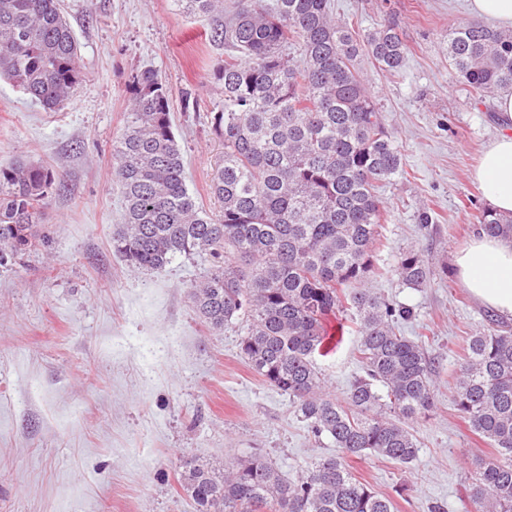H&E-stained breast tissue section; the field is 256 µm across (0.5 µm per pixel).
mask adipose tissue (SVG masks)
<instances>
[{
  "label": "adipose tissue",
  "mask_w": 512,
  "mask_h": 512,
  "mask_svg": "<svg viewBox=\"0 0 512 512\" xmlns=\"http://www.w3.org/2000/svg\"><path fill=\"white\" fill-rule=\"evenodd\" d=\"M472 176L495 210L512 213V129L483 149ZM454 262L461 284L479 304L512 316V241L475 238Z\"/></svg>",
  "instance_id": "ef3b65f1"
}]
</instances>
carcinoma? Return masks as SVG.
<instances>
[{
  "instance_id": "1",
  "label": "carcinoma",
  "mask_w": 512,
  "mask_h": 512,
  "mask_svg": "<svg viewBox=\"0 0 512 512\" xmlns=\"http://www.w3.org/2000/svg\"><path fill=\"white\" fill-rule=\"evenodd\" d=\"M180 2L209 20L213 43L234 51L218 68L224 101L211 117L224 145L209 183L219 209L206 211L189 193L170 89L144 71L112 143L125 205L112 249L135 269L190 256L211 262L190 290L198 317L215 332L239 327L246 363L340 455L309 462L294 481L260 454L191 463L179 485L198 512H394L392 498L345 459L412 463L413 424L437 398L434 362L395 328L410 309L368 288L387 214L379 189L405 170L358 59L396 73L409 46L389 20L365 32L337 20L332 0H234L227 11L224 0ZM445 50L475 94L512 89V29L453 23ZM0 76L49 111L73 100L83 74L59 0H0ZM62 187L61 172L40 163L0 167V265L49 245L42 221ZM477 223L480 234L512 240V214L486 208ZM397 273L417 288L430 277L416 249L400 254ZM346 316L357 324L363 374L340 402L315 355L329 354L328 328ZM451 403L492 448L475 460L469 512H512V329L492 314L463 347Z\"/></svg>"
}]
</instances>
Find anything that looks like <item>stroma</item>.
Returning a JSON list of instances; mask_svg holds the SVG:
<instances>
[{
  "instance_id": "stroma-1",
  "label": "stroma",
  "mask_w": 512,
  "mask_h": 512,
  "mask_svg": "<svg viewBox=\"0 0 512 512\" xmlns=\"http://www.w3.org/2000/svg\"><path fill=\"white\" fill-rule=\"evenodd\" d=\"M337 17L369 30L396 23L410 51L398 73L360 66L403 154L405 177L381 195L387 219L373 247V290L411 309L402 335L421 341L438 368V402L414 423L421 448L409 466L349 458L354 476L391 495L395 512H462L475 455L487 445L448 399L470 336L488 307L461 286L455 254L476 238L487 201L472 179L482 149L512 119L477 102L444 52L449 22L470 21L468 0H333ZM84 74L74 102L45 111L0 79V166L32 161L59 169L44 222L51 242L0 266V512H196L178 478L190 462L259 453L287 478L334 454L315 440L286 394L240 355V330L212 331L189 291L209 264L179 258L134 270L112 251L124 200L114 181L112 143L132 100L131 82L154 70L172 90L171 117L186 183L197 203L209 193L223 150L210 114L224 99L215 76L223 47L206 18L179 0H62ZM195 107L184 108L183 90ZM426 209L433 221L418 220ZM419 248L427 286L398 278L402 250ZM316 363L337 400L361 373L357 335Z\"/></svg>"
}]
</instances>
